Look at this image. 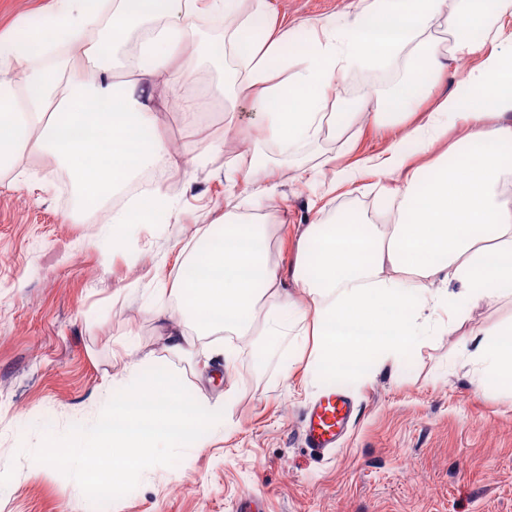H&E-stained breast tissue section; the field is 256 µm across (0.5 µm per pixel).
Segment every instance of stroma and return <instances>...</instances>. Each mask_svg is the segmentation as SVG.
<instances>
[{
    "instance_id": "1",
    "label": "stroma",
    "mask_w": 512,
    "mask_h": 512,
    "mask_svg": "<svg viewBox=\"0 0 512 512\" xmlns=\"http://www.w3.org/2000/svg\"><path fill=\"white\" fill-rule=\"evenodd\" d=\"M294 29L293 49L307 45L325 21L342 22L347 0H267ZM57 8L56 0H0V48H20ZM185 70L200 77L186 90L156 80L157 123L170 152L194 156L186 171L169 173L162 192L174 201L166 216L119 232L109 242L111 207L92 223L69 217L67 171L43 155H24L0 173V512H235L240 498L257 512H512V394L477 387L467 356L478 329L512 326V293L473 306L457 329L434 335L419 350L360 382L342 381L355 401L351 426L336 450L320 457L304 448L301 430L310 405L334 382L318 376L310 354L293 338L256 366L251 338L237 343L224 367L198 356L188 362L163 348V323L180 320L175 299L157 317L141 294L173 288L188 255L220 231L225 204L270 225L269 261L292 288L298 233L357 215L392 223L397 178L363 176L352 193L333 189L334 169L362 164L388 144L397 115L375 121L381 101L410 72L409 62L357 67L341 74L333 94L340 125L287 154L269 141L246 103L233 117L209 95L218 75L233 78L225 60L216 73L204 54L224 39L208 16L196 20ZM211 114L187 126L184 97ZM255 142L272 194L256 197L237 164L238 132ZM222 142L221 151L208 150ZM332 159L316 180L301 174ZM297 355L291 378L283 358ZM146 362L176 373L207 399L236 385L233 421L193 456L145 470L126 496L99 508L78 484L53 467L34 468L30 453L43 432L65 434L91 424L104 403L128 383L127 366Z\"/></svg>"
}]
</instances>
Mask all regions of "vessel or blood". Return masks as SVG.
<instances>
[{"label": "vessel or blood", "instance_id": "obj_1", "mask_svg": "<svg viewBox=\"0 0 512 512\" xmlns=\"http://www.w3.org/2000/svg\"><path fill=\"white\" fill-rule=\"evenodd\" d=\"M352 399L341 388L325 391L308 409L303 420V441L316 454L334 449L353 418Z\"/></svg>", "mask_w": 512, "mask_h": 512}]
</instances>
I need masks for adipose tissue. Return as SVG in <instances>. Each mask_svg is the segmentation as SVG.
<instances>
[{"label":"adipose tissue","instance_id":"obj_1","mask_svg":"<svg viewBox=\"0 0 512 512\" xmlns=\"http://www.w3.org/2000/svg\"><path fill=\"white\" fill-rule=\"evenodd\" d=\"M240 0H119L112 44L122 45L127 23L140 22L136 52L121 67L125 79L98 65L104 50L81 41L96 27L100 0H57V18L33 31L19 57L31 68L24 81L0 79V171L23 154L48 155L72 180L73 221L90 219L112 196L158 166L182 168L157 131L155 78L181 83L179 60L195 20L209 14L237 21L227 37L243 73L236 99L249 102L271 138L291 151L332 125L328 91L339 74L407 54L411 76L386 100L389 111L415 113L427 81L445 57L474 56L478 63L463 92L440 97L415 125H402L389 147L367 168L336 171L337 186L363 171L381 178L404 174L397 216L390 224L354 218L310 224L299 237L293 270L308 307L279 286L269 262L265 225L224 214L219 246L192 254L173 293L190 327H166L165 349L191 356L194 336L228 334L222 348L233 365L235 336L261 335L255 349L264 362L271 346L293 326L310 320L318 374L370 377L388 360L429 339L428 312L448 308L452 326L481 301L499 296L512 281V0H348L342 29L322 27L308 54L289 58L293 30L269 14L266 0L239 16ZM454 39L442 48L436 31ZM69 52L48 60L53 47ZM295 61L280 80L275 63ZM458 133L452 164H435L422 181L408 172V142L429 153L449 130ZM498 327L481 329L468 354L478 386L512 391V341Z\"/></svg>","mask_w":512,"mask_h":512}]
</instances>
